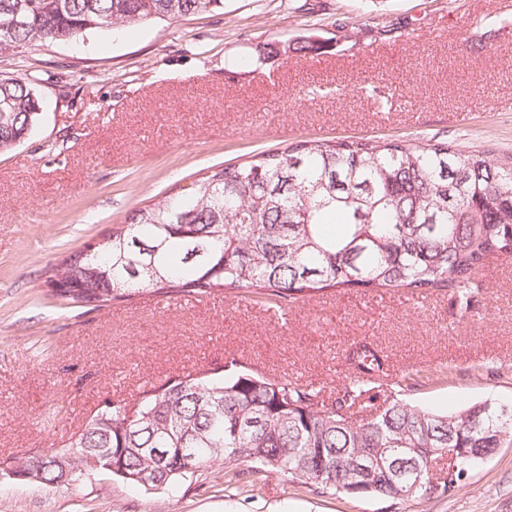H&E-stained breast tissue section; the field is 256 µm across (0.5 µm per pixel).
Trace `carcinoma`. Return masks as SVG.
<instances>
[{
  "mask_svg": "<svg viewBox=\"0 0 512 512\" xmlns=\"http://www.w3.org/2000/svg\"><path fill=\"white\" fill-rule=\"evenodd\" d=\"M224 0H0V52L23 57L38 45L90 31L174 20L220 9ZM42 101L21 75L0 78V152L27 139ZM342 216L343 231L329 222ZM512 254V156L445 141L410 146L370 138L300 139L283 149L216 165L192 187L134 211L112 227L96 261L65 256L49 279L80 286L90 309L149 291L179 299L255 294L273 309L314 293L397 289L451 292L460 316L477 276ZM353 369L338 396L297 379L266 378L235 358L224 372L173 376L112 402L62 448L32 462L41 483L110 476L146 491L213 467L238 476L286 473L340 491L360 471L379 479L370 495H451L468 471L512 447V404L492 400L448 415L398 397L368 342L351 348ZM70 457L66 475L59 460ZM150 469L145 485L131 478Z\"/></svg>",
  "mask_w": 512,
  "mask_h": 512,
  "instance_id": "carcinoma-1",
  "label": "carcinoma"
}]
</instances>
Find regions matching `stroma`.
<instances>
[{"label":"stroma","mask_w":512,"mask_h":512,"mask_svg":"<svg viewBox=\"0 0 512 512\" xmlns=\"http://www.w3.org/2000/svg\"><path fill=\"white\" fill-rule=\"evenodd\" d=\"M512 0H224L173 21L0 53L42 101L30 137L0 153V462L66 445L145 380L223 367L336 397L354 343L391 374L420 372L413 404L454 413L512 403V256L489 261L472 308L446 295L334 289L286 315L212 294L161 309L150 294L91 310L47 295L70 252L214 165L302 138L446 141L512 155ZM308 37L322 55L293 52ZM69 73L68 88L57 83ZM0 512H512V447L452 495L321 492L276 472L222 470L154 493L105 476L55 487L0 476Z\"/></svg>","instance_id":"obj_1"}]
</instances>
